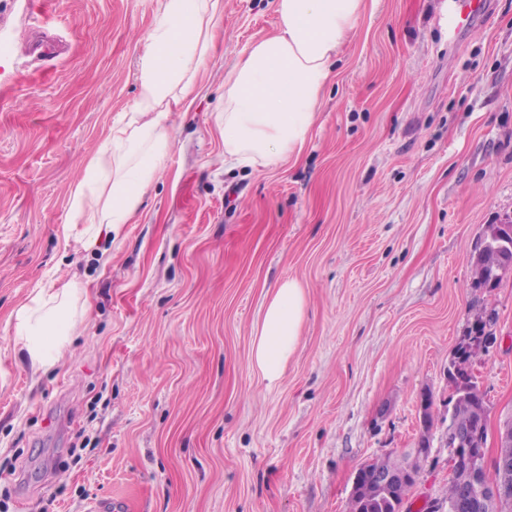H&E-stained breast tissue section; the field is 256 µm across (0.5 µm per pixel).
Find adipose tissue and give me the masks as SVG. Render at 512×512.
I'll return each instance as SVG.
<instances>
[{"label":"adipose tissue","instance_id":"1","mask_svg":"<svg viewBox=\"0 0 512 512\" xmlns=\"http://www.w3.org/2000/svg\"><path fill=\"white\" fill-rule=\"evenodd\" d=\"M365 0H275V35L254 42L224 78L219 131L234 167L269 168L303 147L346 35ZM224 0H164L138 61V94L84 164L69 197L68 235L85 244L119 233L138 213L147 188L173 145L169 117L190 108L202 66L215 45ZM78 286L45 282L16 314V330L33 368L59 364L81 317ZM306 298L295 280L283 281L267 303L250 360L268 382L282 378L295 351Z\"/></svg>","mask_w":512,"mask_h":512}]
</instances>
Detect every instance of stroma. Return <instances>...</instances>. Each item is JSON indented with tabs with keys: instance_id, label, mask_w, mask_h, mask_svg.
Instances as JSON below:
<instances>
[{
	"instance_id": "1",
	"label": "stroma",
	"mask_w": 512,
	"mask_h": 512,
	"mask_svg": "<svg viewBox=\"0 0 512 512\" xmlns=\"http://www.w3.org/2000/svg\"><path fill=\"white\" fill-rule=\"evenodd\" d=\"M30 2L0 0V512H346L357 470L424 431L408 505L445 512L448 366L482 308L489 451L512 414V277L470 287L512 216V0L455 43L448 0H367L301 153L247 170L224 162V76L278 17L224 0L139 213L91 247L65 238L69 192L136 98L163 0ZM48 274L88 311L36 373L15 314ZM288 279L305 316L271 385L250 351Z\"/></svg>"
}]
</instances>
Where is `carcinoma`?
I'll use <instances>...</instances> for the list:
<instances>
[{
	"instance_id": "1",
	"label": "carcinoma",
	"mask_w": 512,
	"mask_h": 512,
	"mask_svg": "<svg viewBox=\"0 0 512 512\" xmlns=\"http://www.w3.org/2000/svg\"><path fill=\"white\" fill-rule=\"evenodd\" d=\"M471 265L498 274L495 280L472 282L475 290L495 288L512 274V224H489L475 246ZM495 321L494 313L480 312L467 341L457 346L448 367V380L454 392L448 409V437L457 433L488 436V410L476 378L467 373L463 364L477 350H488L496 337L488 330ZM361 481L353 490L348 512H409L408 496L415 485L410 471L409 455L385 456L363 465ZM387 474L396 477L381 486L375 477ZM448 512H512V471L504 472L499 462L492 461L477 467L466 458L454 463L448 482Z\"/></svg>"
}]
</instances>
